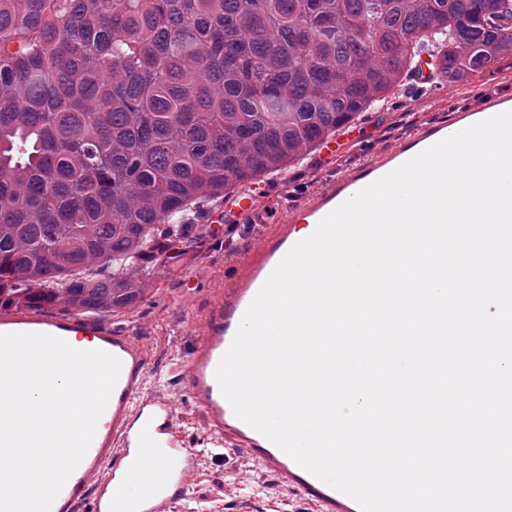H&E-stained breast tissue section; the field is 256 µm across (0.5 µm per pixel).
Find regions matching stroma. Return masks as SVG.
<instances>
[{
  "label": "stroma",
  "mask_w": 512,
  "mask_h": 512,
  "mask_svg": "<svg viewBox=\"0 0 512 512\" xmlns=\"http://www.w3.org/2000/svg\"><path fill=\"white\" fill-rule=\"evenodd\" d=\"M512 98V67L484 77L482 81H460L423 96L411 91L399 102L372 113L370 118L343 126L337 132L342 143L339 155L317 150L306 163L289 171L288 188L293 196L303 198L328 186L331 179L342 176L363 159L391 148L400 138L419 125L430 122L454 123L457 115L483 103L489 96ZM237 242L234 255L224 253L226 235ZM257 225L228 232L226 225L215 227V235L206 252L180 267L174 275L158 279L148 300L124 312L108 316L106 324L128 325L139 341L148 344L155 372L150 391L169 399L176 408V423L189 447L202 457L200 472L193 480L191 497L175 504L173 512H264L270 501H277L279 512H306L295 491L282 486L253 464L207 444L200 429L199 417L189 402L175 388L163 385L161 375L188 352L192 336L187 318L203 314L211 299L208 285L223 277L226 266L238 255L257 247ZM200 278L199 288L184 289L182 282Z\"/></svg>",
  "instance_id": "stroma-1"
}]
</instances>
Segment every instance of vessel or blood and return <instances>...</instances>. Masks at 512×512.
<instances>
[{
	"mask_svg": "<svg viewBox=\"0 0 512 512\" xmlns=\"http://www.w3.org/2000/svg\"><path fill=\"white\" fill-rule=\"evenodd\" d=\"M506 111H512L511 98H492L477 111L460 114L454 126H426L295 207L285 201L287 187L274 192L263 183L251 185L224 202L225 223L260 225L261 244L226 270L223 279L211 284L210 307L204 316L190 318L192 346L173 373L201 418L206 440L242 461L258 462L267 474L297 492L309 512H360V507L236 417L220 390L216 368L270 274L325 216L452 131ZM0 333H42L69 342L84 337L90 339L93 348L121 362L116 386L97 422L91 445L51 512H170L172 505L186 496L199 453L184 446L172 404L149 392L150 351L129 328L111 327L92 318L46 317L19 311L0 314Z\"/></svg>",
	"mask_w": 512,
	"mask_h": 512,
	"instance_id": "vessel-or-blood-1",
	"label": "vessel or blood"
}]
</instances>
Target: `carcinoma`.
I'll list each match as a JSON object with an SVG mask.
<instances>
[{"label": "carcinoma", "mask_w": 512, "mask_h": 512, "mask_svg": "<svg viewBox=\"0 0 512 512\" xmlns=\"http://www.w3.org/2000/svg\"><path fill=\"white\" fill-rule=\"evenodd\" d=\"M425 52L431 90L512 59V0H0V306L144 302Z\"/></svg>", "instance_id": "cac0c4a2"}]
</instances>
